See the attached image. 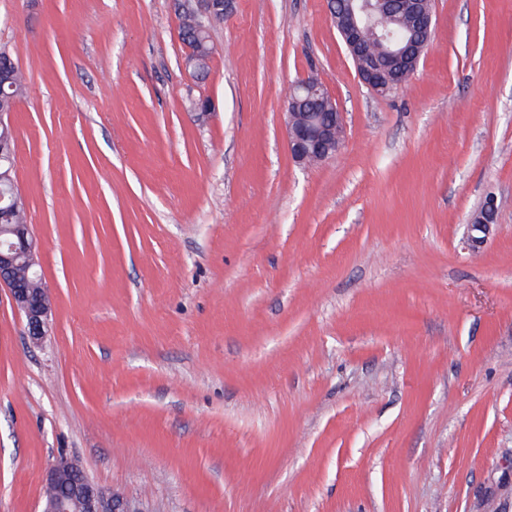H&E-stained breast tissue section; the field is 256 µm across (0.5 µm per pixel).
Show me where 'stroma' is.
I'll return each mask as SVG.
<instances>
[{
	"mask_svg": "<svg viewBox=\"0 0 512 512\" xmlns=\"http://www.w3.org/2000/svg\"><path fill=\"white\" fill-rule=\"evenodd\" d=\"M432 4L380 97L326 0H233L203 82L178 0H0L52 299L36 345L0 287V512L60 456L142 512H512V0ZM309 76L345 133L303 167ZM306 91L308 95L302 97ZM305 102L310 103L315 112L299 110ZM294 110L299 111L291 112ZM284 116L288 150L296 163L316 164L339 151L344 115L318 79L308 77L293 85ZM497 198L493 195L488 196L483 201L481 208L472 217L468 224L467 244L470 248H478L489 235L491 224H495L497 219Z\"/></svg>",
	"mask_w": 512,
	"mask_h": 512,
	"instance_id": "1",
	"label": "stroma"
}]
</instances>
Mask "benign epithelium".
Instances as JSON below:
<instances>
[{"mask_svg":"<svg viewBox=\"0 0 512 512\" xmlns=\"http://www.w3.org/2000/svg\"><path fill=\"white\" fill-rule=\"evenodd\" d=\"M410 3L415 38L401 42L391 54L378 59L371 55L363 38V16L353 6L341 7L338 0H327L330 19L353 61L359 80L373 93L387 95L403 84V77L417 71L434 31V14L430 0H376L388 11ZM231 0H194L192 9L202 19L225 16ZM314 107L302 112L304 103ZM14 106L0 103V167L15 169L16 134L7 116ZM285 129L288 150L298 164L312 165L336 155L342 145L344 115L335 99L316 78L295 83L288 97ZM497 198L488 196L468 224L467 242L478 248L489 235L497 219ZM38 242L29 224L0 225V285L6 286L16 309L24 314L28 335L40 341L50 327L52 306L41 283L38 270ZM78 462L56 458L48 467L45 484L52 492L45 495L42 512H141L119 493L93 482L85 471L76 470Z\"/></svg>","mask_w":512,"mask_h":512,"instance_id":"1","label":"benign epithelium"}]
</instances>
